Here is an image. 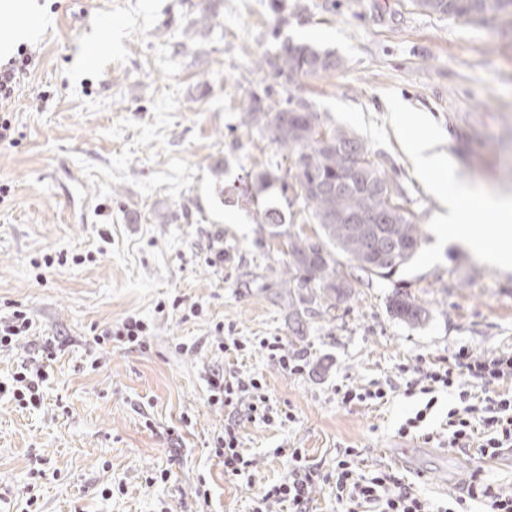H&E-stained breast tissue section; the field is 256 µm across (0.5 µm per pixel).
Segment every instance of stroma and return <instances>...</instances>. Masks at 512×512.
<instances>
[{
  "label": "stroma",
  "instance_id": "stroma-1",
  "mask_svg": "<svg viewBox=\"0 0 512 512\" xmlns=\"http://www.w3.org/2000/svg\"><path fill=\"white\" fill-rule=\"evenodd\" d=\"M39 64L9 105L0 144V315L24 308L28 336L0 350V383L49 364L38 407L0 395V512H253L288 474V451L330 470L344 448L358 470L391 469L431 503L485 470L512 486V451L484 459L448 445V395L420 435L397 429L423 403L402 367L428 368L459 347L512 350V271L438 239L439 202L415 172L392 103L423 115L459 185L512 194V23H462L412 0H36ZM213 5L208 24L197 21ZM334 52L330 74L285 84L257 61L281 42ZM312 103L356 132L421 246L392 278L337 256L347 301L286 274L280 241L220 187L279 166L284 150L243 126L252 92ZM405 291L422 323L392 317ZM135 315L145 346L101 340ZM233 336L246 350L223 353ZM279 337L305 358L283 372L260 345ZM58 347L47 361L48 343ZM262 377L295 416L268 426L207 402L211 373ZM392 385L387 402L344 406L337 385ZM237 422L249 477L213 452Z\"/></svg>",
  "mask_w": 512,
  "mask_h": 512
}]
</instances>
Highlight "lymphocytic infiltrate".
Wrapping results in <instances>:
<instances>
[{
	"instance_id": "lymphocytic-infiltrate-1",
	"label": "lymphocytic infiltrate",
	"mask_w": 512,
	"mask_h": 512,
	"mask_svg": "<svg viewBox=\"0 0 512 512\" xmlns=\"http://www.w3.org/2000/svg\"><path fill=\"white\" fill-rule=\"evenodd\" d=\"M476 384L495 385L496 391L494 395L476 398L472 393ZM208 385L210 404L234 407L247 420L271 425L294 419L291 411L271 400L258 376L217 373L209 378ZM441 390L454 399L448 410L449 447L476 446L491 459L512 449V351L478 355L462 347L448 364L415 370L405 383V392L424 394L427 401L399 427L400 435L411 434L425 421ZM356 455V449H345L337 455L335 467L323 471L307 464L301 449H293L287 476L258 493L254 512H273L281 504L288 505L290 512H310L312 493L322 483L335 487L341 512H472L475 502L488 506L489 512H512V490L490 482L482 470H472L460 495L432 507L411 483L392 471L359 473Z\"/></svg>"
}]
</instances>
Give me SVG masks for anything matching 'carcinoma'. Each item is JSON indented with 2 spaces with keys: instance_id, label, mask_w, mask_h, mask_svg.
Returning <instances> with one entry per match:
<instances>
[{
  "instance_id": "1",
  "label": "carcinoma",
  "mask_w": 512,
  "mask_h": 512,
  "mask_svg": "<svg viewBox=\"0 0 512 512\" xmlns=\"http://www.w3.org/2000/svg\"><path fill=\"white\" fill-rule=\"evenodd\" d=\"M423 12L463 22H476L489 15L512 17V0H413ZM272 68L276 77L294 84L301 77H318L336 70L338 59L329 51L304 44L283 42L277 53L264 56L259 66ZM271 93L251 94L242 122L256 127L263 136L288 152L295 169L288 183L275 169L251 176L241 192L254 207L258 223L268 226L273 238L288 239L290 261L285 272L342 302L350 291L336 287L340 276L331 245L355 263L367 277L387 279L408 265L421 246V232L396 205L388 208L391 188L377 165L369 159L366 143L357 134L328 124L321 113L302 99L287 97L270 102ZM299 201L307 218L318 225L321 239L288 228V193ZM379 243L401 250L395 267L379 266L368 258ZM393 316L408 324L421 322L426 310L406 292L390 300Z\"/></svg>"
}]
</instances>
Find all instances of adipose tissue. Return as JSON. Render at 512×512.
I'll return each mask as SVG.
<instances>
[{"label": "adipose tissue", "mask_w": 512, "mask_h": 512, "mask_svg": "<svg viewBox=\"0 0 512 512\" xmlns=\"http://www.w3.org/2000/svg\"><path fill=\"white\" fill-rule=\"evenodd\" d=\"M395 117L418 173L440 200L436 214L440 234L461 240L487 263L512 267V199L452 190L453 167L446 157L436 153L433 140L422 133L420 117L401 111ZM475 212L485 216L492 226L491 233L479 237L470 234L466 219Z\"/></svg>", "instance_id": "1"}]
</instances>
